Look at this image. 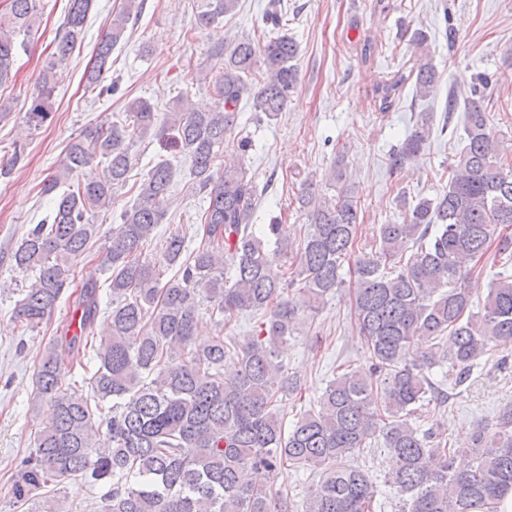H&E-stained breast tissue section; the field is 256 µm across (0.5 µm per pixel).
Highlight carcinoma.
<instances>
[{"label":"carcinoma","mask_w":512,"mask_h":512,"mask_svg":"<svg viewBox=\"0 0 512 512\" xmlns=\"http://www.w3.org/2000/svg\"><path fill=\"white\" fill-rule=\"evenodd\" d=\"M39 2L9 0L0 11V87L38 32ZM91 2L69 0L65 34L26 125L48 117L55 78ZM124 2L85 72L89 87L104 81L112 50L142 8L138 0ZM200 2L203 26L238 6V0ZM426 43V34L416 33L413 66L379 84V111H390L410 82L420 98L436 88L440 75ZM297 56V43L286 32L263 44L234 36L211 52L222 65L212 82L215 108L198 111L184 97L175 100L167 117L170 141L185 152L196 189L208 197L202 242L190 250L184 236L173 233L163 265L142 258L145 241L164 221L173 177L168 162L155 163L105 247L112 305L106 331L95 333L100 285L85 283L77 300L79 331L52 341L41 355L36 390L50 405L52 421L20 462L14 497L30 498L49 483L79 476L104 490L102 512H283L282 500L270 494L271 480L288 463L322 470L303 512H376L372 478L341 461L377 433L392 455L389 482L409 494L401 512H497L512 491L511 408L499 415L494 431H476L474 462L463 470L453 467L448 442L410 421L434 392L426 369L445 360L461 383L484 355L512 345V275L491 284L478 312L459 284L490 252L512 261V141L491 127L484 95L474 91L465 146L448 189L419 199L402 223L378 225L368 252L358 247L361 206L345 178L344 156H338L326 177L335 194L306 188L297 198L309 228L295 248L286 225L269 224L263 231L253 224L258 186L248 169L240 163L221 170L217 161L243 97L252 99L259 120L278 119L297 84ZM257 70L262 80L254 86L248 76ZM127 115L130 121L122 125H102L75 138L58 174L44 183L42 192L52 194L61 182L76 179V187L57 195L50 221L30 229L11 254L15 268L33 277L14 310L24 329L47 321L73 286L70 271L97 235L93 209L112 208L114 190L127 181L131 145L150 132L154 107L133 99ZM432 121L421 114L394 146L391 170L402 171L426 148ZM100 160L102 173H92ZM272 244L292 254L290 267L272 268ZM346 266L355 278L354 318L368 365L336 376L318 410L286 430L276 402L297 391V384L279 360L278 344L342 286ZM167 271L172 275L164 281ZM205 306L220 319L212 341L196 348ZM242 311H260L265 321L239 345L224 340V318ZM86 345L96 360L91 371L81 365L86 390L60 389L62 370L74 367L70 353Z\"/></svg>","instance_id":"obj_1"}]
</instances>
